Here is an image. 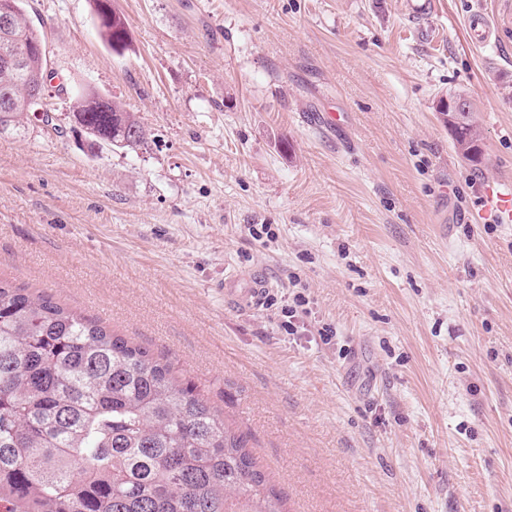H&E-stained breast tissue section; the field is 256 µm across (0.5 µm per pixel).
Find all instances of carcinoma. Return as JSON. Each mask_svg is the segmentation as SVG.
Instances as JSON below:
<instances>
[{
    "label": "carcinoma",
    "instance_id": "cac0c4a2",
    "mask_svg": "<svg viewBox=\"0 0 512 512\" xmlns=\"http://www.w3.org/2000/svg\"><path fill=\"white\" fill-rule=\"evenodd\" d=\"M0 52V130L24 133L43 109L30 84L47 67L41 32L24 0H12ZM124 51L125 21L97 25ZM75 122L100 148L144 142L139 118L93 87L72 103ZM454 148L476 162L472 117L443 113ZM201 389L183 383L173 362L72 311L45 293L0 281V512H285L247 449Z\"/></svg>",
    "mask_w": 512,
    "mask_h": 512
}]
</instances>
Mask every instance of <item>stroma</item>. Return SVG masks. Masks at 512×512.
<instances>
[{"instance_id":"obj_1","label":"stroma","mask_w":512,"mask_h":512,"mask_svg":"<svg viewBox=\"0 0 512 512\" xmlns=\"http://www.w3.org/2000/svg\"><path fill=\"white\" fill-rule=\"evenodd\" d=\"M112 7L121 55L90 0H26L64 87L49 124L0 134V281L173 360L287 512H512V224L483 206L512 178V43L466 31L501 0L417 23L405 0ZM79 85L144 143L88 153ZM451 93L481 163L436 109ZM230 275L263 302L226 299ZM115 15L117 16V19L112 25H109L103 21L101 24L97 23V28L99 36L110 47H112L113 51L122 52L130 47V42L128 44H123L120 48L117 47L118 43L123 42V36L118 32V30L123 29L127 31V28L124 19H122L121 16L116 12ZM450 101L457 99H464L461 96L453 95L448 98ZM465 100V99H464ZM466 101V100H465ZM466 105L469 106L467 112H456L458 120L460 122L465 120L466 115L468 117L466 121L460 123L457 121L455 113L452 110L448 112H440L444 116V123L448 125L454 136V148L463 158L470 162H477L481 156V147L479 142L480 134L474 125L472 119V113L470 112V105L466 101ZM470 112V113H469ZM467 113V114H466ZM470 114V116H469ZM231 283L232 279L225 281L224 293L234 296L239 301L250 306H257L262 303L264 295L268 289L266 283L258 279L252 281L249 288H243L241 290H238L237 288H227Z\"/></svg>"}]
</instances>
